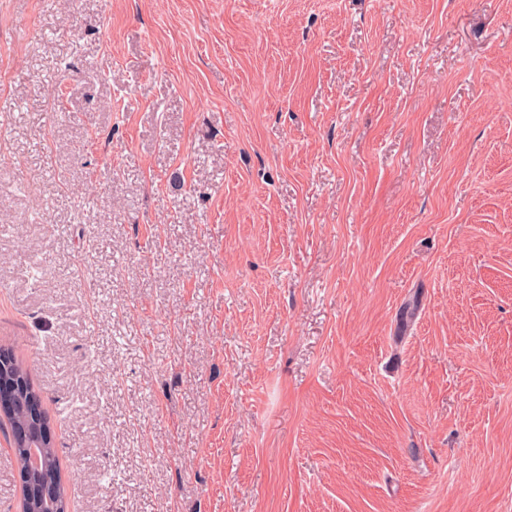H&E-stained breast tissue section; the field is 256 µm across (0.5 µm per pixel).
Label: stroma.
Masks as SVG:
<instances>
[{"instance_id":"obj_1","label":"stroma","mask_w":512,"mask_h":512,"mask_svg":"<svg viewBox=\"0 0 512 512\" xmlns=\"http://www.w3.org/2000/svg\"><path fill=\"white\" fill-rule=\"evenodd\" d=\"M0 70L69 512H512V0H0Z\"/></svg>"}]
</instances>
